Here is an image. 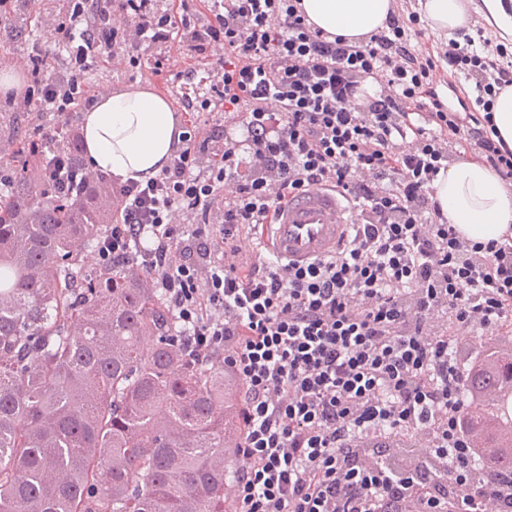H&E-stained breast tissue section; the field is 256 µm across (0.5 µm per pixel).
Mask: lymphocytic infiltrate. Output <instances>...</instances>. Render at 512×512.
I'll return each instance as SVG.
<instances>
[{"mask_svg": "<svg viewBox=\"0 0 512 512\" xmlns=\"http://www.w3.org/2000/svg\"><path fill=\"white\" fill-rule=\"evenodd\" d=\"M419 2L389 0L384 26L352 40L313 28L301 0H66L39 19L71 63L45 81L29 55L13 104L60 114L29 146L37 181L64 196L101 178L59 154L94 59L175 42L209 63L203 92L151 64L185 111L228 120L185 124L158 176L113 182L119 219L97 258L144 271L187 353L240 379L236 512H512V473L484 471L494 453L463 418L477 364L458 354L463 333L512 329V227L473 241L432 196L456 157L512 191V148L493 123L512 45L480 28L416 50ZM311 187L356 213L334 251L299 265L246 250Z\"/></svg>", "mask_w": 512, "mask_h": 512, "instance_id": "obj_1", "label": "lymphocytic infiltrate"}]
</instances>
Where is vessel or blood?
Wrapping results in <instances>:
<instances>
[{
	"instance_id": "1",
	"label": "vessel or blood",
	"mask_w": 512,
	"mask_h": 512,
	"mask_svg": "<svg viewBox=\"0 0 512 512\" xmlns=\"http://www.w3.org/2000/svg\"><path fill=\"white\" fill-rule=\"evenodd\" d=\"M354 214L336 193L312 188L283 203L269 225L273 253L286 261H309L327 254L343 235Z\"/></svg>"
}]
</instances>
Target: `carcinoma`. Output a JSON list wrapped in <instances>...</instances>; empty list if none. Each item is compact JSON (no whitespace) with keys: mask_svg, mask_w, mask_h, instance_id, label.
Returning a JSON list of instances; mask_svg holds the SVG:
<instances>
[{"mask_svg":"<svg viewBox=\"0 0 512 512\" xmlns=\"http://www.w3.org/2000/svg\"><path fill=\"white\" fill-rule=\"evenodd\" d=\"M21 129L0 113V139ZM102 186L64 197L22 175L0 191V512H232L240 383L186 353L137 271L93 263ZM479 358L468 390L512 383V335ZM499 417L466 411L492 443Z\"/></svg>","mask_w":512,"mask_h":512,"instance_id":"1","label":"carcinoma"}]
</instances>
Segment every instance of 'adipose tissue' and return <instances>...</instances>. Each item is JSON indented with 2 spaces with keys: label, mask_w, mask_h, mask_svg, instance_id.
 <instances>
[{
  "label": "adipose tissue",
  "mask_w": 512,
  "mask_h": 512,
  "mask_svg": "<svg viewBox=\"0 0 512 512\" xmlns=\"http://www.w3.org/2000/svg\"><path fill=\"white\" fill-rule=\"evenodd\" d=\"M302 7L314 28L358 38L383 25L388 0H302ZM425 11L433 28L450 35L470 24L464 0H426ZM180 134L170 102L144 88L103 96L83 116L90 165L123 181L159 174L179 148ZM433 187L449 223L471 240L496 239L512 225V197L487 167L458 161L439 172Z\"/></svg>",
  "instance_id": "1"
}]
</instances>
